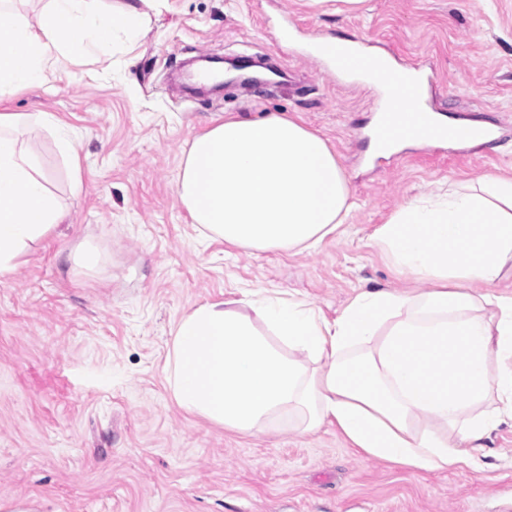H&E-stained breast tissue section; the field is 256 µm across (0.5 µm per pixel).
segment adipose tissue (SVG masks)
<instances>
[{"label": "adipose tissue", "instance_id": "1", "mask_svg": "<svg viewBox=\"0 0 512 512\" xmlns=\"http://www.w3.org/2000/svg\"><path fill=\"white\" fill-rule=\"evenodd\" d=\"M16 3L0 0V275L67 218L17 134L59 120L3 104L42 86L56 57L109 56L154 0H44L34 25L13 19ZM177 192L205 238L260 252L312 249L353 208L326 141L277 115L212 119ZM371 242L428 289L364 291L331 321L289 298L248 297L257 324L201 303L172 327L166 379L179 408L240 434L332 426L360 456L417 471L477 465L512 425V296L492 291L512 273V177L409 201Z\"/></svg>", "mask_w": 512, "mask_h": 512}]
</instances>
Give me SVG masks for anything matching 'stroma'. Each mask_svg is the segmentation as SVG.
Here are the masks:
<instances>
[{"label": "stroma", "instance_id": "stroma-1", "mask_svg": "<svg viewBox=\"0 0 512 512\" xmlns=\"http://www.w3.org/2000/svg\"><path fill=\"white\" fill-rule=\"evenodd\" d=\"M329 39L375 40L396 61L432 67L435 112L494 129L492 140L411 142L367 154L376 97L296 58L283 17ZM206 50L255 56L279 75L247 96L225 83L190 95L171 72ZM11 111L50 112L76 136L25 128L69 212L0 275V503L39 512H512V426L482 467L414 471L354 454L335 428L243 435L188 415L164 366L172 323L243 292L294 296L335 318L363 290L407 282L369 237L407 201L481 176L512 175V0H156L137 40L110 61H61ZM298 120L335 152L355 204L341 234L310 251L254 252L202 241L177 177L211 119ZM81 188L71 191V168ZM98 249L95 272L75 254Z\"/></svg>", "mask_w": 512, "mask_h": 512}]
</instances>
